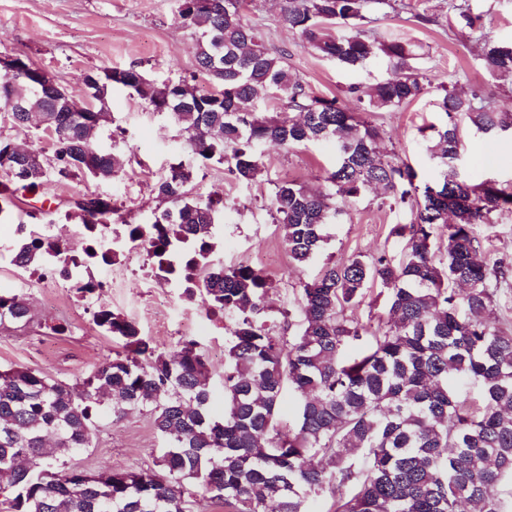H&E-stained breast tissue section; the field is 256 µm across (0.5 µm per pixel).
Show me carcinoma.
Returning <instances> with one entry per match:
<instances>
[{
  "label": "carcinoma",
  "mask_w": 512,
  "mask_h": 512,
  "mask_svg": "<svg viewBox=\"0 0 512 512\" xmlns=\"http://www.w3.org/2000/svg\"><path fill=\"white\" fill-rule=\"evenodd\" d=\"M178 16L195 38L196 73L160 84L134 66L84 76L90 102L107 115L112 90L127 88L170 114L189 134L187 150L215 161L238 182L260 171L262 147L331 140L337 162L326 189L294 181L274 185L271 209L296 266L308 265L326 242L325 226L342 207L371 187L409 207L411 220L392 234L404 257L356 255L327 263L301 288L299 332L284 349L287 327L266 313L268 275L251 266L213 260L212 228L224 197L190 194L196 169L169 166L152 192L171 204L151 224H129L128 235L154 259L158 277L180 281L185 295L201 292L208 312L233 321L224 348V414L211 413L210 371L199 344L188 339L159 353L131 320L109 309L93 322L120 341V350L70 385L22 367L0 368V506L4 512H189L199 492L224 502L228 512H310L325 495L327 512H509L502 498L512 479V329L496 315L497 296L512 288V259L483 254L481 224L512 212V193L496 181L471 184L457 171L463 147L460 121L495 136L512 132V113L497 112L474 91L442 87L445 115L432 127L438 179L415 183L413 168L378 151L379 128L334 98L312 96L280 56L256 41L245 20L248 0H179ZM389 0H280L281 18L305 44L347 69L380 52L395 75L351 92L371 112L416 100L423 77L414 72L412 45L375 44L362 29L370 4ZM488 74L512 82V44L485 43ZM18 71L0 70V107L22 108L13 128L44 127L54 146L53 172L110 180L121 158L98 148L87 133L89 112L71 111L64 88L36 84L38 70L21 58ZM214 91L201 94L198 77ZM279 97L288 111L262 108ZM32 151L19 154L0 138V213L18 190L44 186L46 174ZM90 230L110 223L116 209L97 194L76 202ZM70 247L55 236L24 237L12 256L20 267L45 257L68 272ZM388 292L389 320L374 330L348 316L370 283ZM29 306L0 292V328L28 324ZM360 346L354 358L345 348ZM477 388L459 397L455 383ZM298 399V421L284 427L278 403L284 389ZM123 418L150 411L164 441L154 466L87 473L66 457L91 447L99 407ZM39 458L40 473L27 462Z\"/></svg>",
  "instance_id": "1"
}]
</instances>
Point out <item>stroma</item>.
Instances as JSON below:
<instances>
[{
    "label": "stroma",
    "mask_w": 512,
    "mask_h": 512,
    "mask_svg": "<svg viewBox=\"0 0 512 512\" xmlns=\"http://www.w3.org/2000/svg\"><path fill=\"white\" fill-rule=\"evenodd\" d=\"M402 2L403 9L397 11L372 5L364 30L377 42L413 45V65L425 79V91L401 108L372 112L367 119L382 132L383 153L405 159L422 183L440 173L431 156L429 128L443 121L436 106L442 87L479 90L498 110L512 112V84L493 79L480 60L484 40L512 43V0ZM246 18L258 41L284 56L289 71L311 95L337 98L358 112L362 105L351 87L392 74L389 59L381 54L356 70L321 57L282 21L277 0H253ZM195 53V42L180 23L176 0H0V55L27 57L53 75L79 105L87 101L86 73L134 65L156 81H175L195 71ZM461 129L460 176L475 183L492 179L512 191V135L490 137L466 122ZM186 141V132L168 115L154 111L148 100L124 88L114 89L109 115L95 142L122 154L120 177L54 179L38 192H19L14 205L0 213V248L14 246L17 225L27 224L53 231L68 228L73 249L82 250L91 235L74 201L91 192L111 198L115 223H152L165 204L151 188L171 163L191 162ZM335 157L329 141L288 148L270 144L262 152L260 173L250 183L229 178L217 163L196 167L193 194L224 197V212L213 226L219 259L228 266L250 265L268 275L269 315L277 320L282 311L290 312L291 327L285 335L289 341L302 320L299 289L325 263L344 262L358 254L367 259L381 252L397 260L403 256L404 244L392 229L408 222L409 211L382 203L379 190L370 189L347 207L337 223L328 225V241L317 257L305 268L292 267L270 206L274 185L288 179L314 190L322 188ZM86 274L102 283L88 303L78 297L75 280L55 272L45 284L32 269L0 263V290L24 295L31 315L27 328L0 330V367L28 366L74 383L119 348L117 340L92 321L93 310L109 309L133 319L158 351L169 353L183 339L197 340L209 363L213 411L223 414L224 339L232 321L210 316L202 295L186 298L182 290L155 278L141 249L109 264H90ZM58 324L65 325V333H53ZM91 439L90 447L68 458L71 468L99 472L109 467H146L164 446L144 409L118 420L109 408H102L100 426Z\"/></svg>",
    "instance_id": "1"
}]
</instances>
